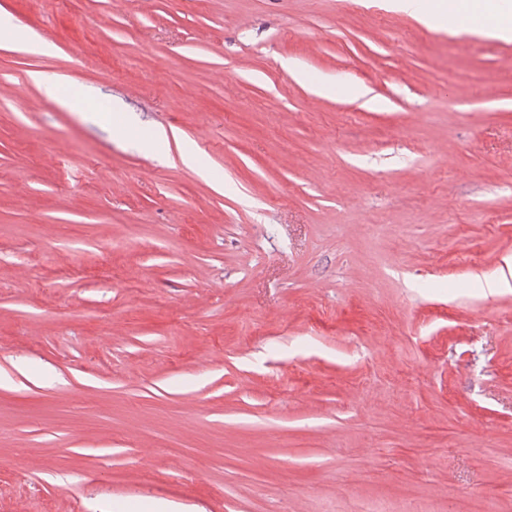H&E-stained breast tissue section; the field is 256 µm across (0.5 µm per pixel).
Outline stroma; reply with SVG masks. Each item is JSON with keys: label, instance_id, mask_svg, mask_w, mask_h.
Listing matches in <instances>:
<instances>
[{"label": "stroma", "instance_id": "obj_1", "mask_svg": "<svg viewBox=\"0 0 512 512\" xmlns=\"http://www.w3.org/2000/svg\"><path fill=\"white\" fill-rule=\"evenodd\" d=\"M393 2L0 0V512H512V33ZM0 29L12 30L16 36L14 41L33 52L50 54L52 51L50 44L35 40L28 32L17 27L8 14L0 15Z\"/></svg>", "mask_w": 512, "mask_h": 512}]
</instances>
